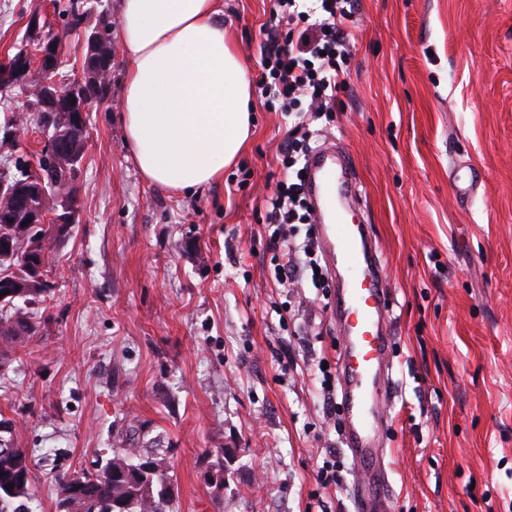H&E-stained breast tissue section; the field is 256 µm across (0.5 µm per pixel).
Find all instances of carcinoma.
I'll use <instances>...</instances> for the list:
<instances>
[{
  "label": "carcinoma",
  "instance_id": "1",
  "mask_svg": "<svg viewBox=\"0 0 512 512\" xmlns=\"http://www.w3.org/2000/svg\"><path fill=\"white\" fill-rule=\"evenodd\" d=\"M92 34L96 36L102 52L91 67L89 77L103 99L110 88V80L103 79V74L112 71L110 18L100 16ZM29 101V122L43 130L58 132L71 142L82 138L81 129L50 122L49 109L43 107L41 97L32 96ZM42 262L39 252L24 262L0 261V284L30 279L31 269ZM35 333V325L28 313L0 308V343L10 346ZM12 428L10 421L0 420V512H31L28 507L32 496L30 459L26 450L16 446L8 437ZM134 452V448L120 447L112 451V457L100 468L58 479V512H166L171 489L166 482L165 459L153 457L154 469L137 476L130 475L123 470L122 462ZM8 484L13 485V489H7Z\"/></svg>",
  "mask_w": 512,
  "mask_h": 512
}]
</instances>
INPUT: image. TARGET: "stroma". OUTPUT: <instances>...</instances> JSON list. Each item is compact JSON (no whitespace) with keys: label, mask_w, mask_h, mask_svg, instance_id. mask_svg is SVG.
Returning a JSON list of instances; mask_svg holds the SVG:
<instances>
[{"label":"stroma","mask_w":512,"mask_h":512,"mask_svg":"<svg viewBox=\"0 0 512 512\" xmlns=\"http://www.w3.org/2000/svg\"><path fill=\"white\" fill-rule=\"evenodd\" d=\"M0 0V56L31 49L38 13L62 42L61 76L120 0ZM251 78L270 0H222ZM349 85L315 146L356 170L391 323L392 397L380 438L393 512H512V0H357ZM123 56L88 114L77 215L27 304L38 333L0 366V418L31 459L32 512L57 479L94 470L135 423L167 461L169 512H356L359 479L328 413L321 362L339 339L325 281L278 283L267 248L276 148L294 116L253 93V135L220 183L175 195L140 175L125 141ZM481 183L461 200L454 179ZM230 453L224 485L206 473ZM335 461L343 484L316 475Z\"/></svg>","instance_id":"obj_1"}]
</instances>
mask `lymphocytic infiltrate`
I'll return each mask as SVG.
<instances>
[{
    "label": "lymphocytic infiltrate",
    "mask_w": 512,
    "mask_h": 512,
    "mask_svg": "<svg viewBox=\"0 0 512 512\" xmlns=\"http://www.w3.org/2000/svg\"><path fill=\"white\" fill-rule=\"evenodd\" d=\"M352 7V0H311L307 5L300 0H274V14L285 28L281 43L263 53L257 87L260 94L277 99L283 111L298 115L278 149L289 176L278 181L268 212L273 226L269 248L282 282L314 277L320 265L315 235L298 244L284 243L283 238L289 227L312 221L302 179L311 151L310 126L328 116L337 93L347 85L341 62L350 54L351 41L342 23Z\"/></svg>",
    "instance_id": "obj_1"
}]
</instances>
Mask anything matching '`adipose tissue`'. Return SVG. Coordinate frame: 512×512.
Here are the masks:
<instances>
[{"label":"adipose tissue","mask_w":512,"mask_h":512,"mask_svg":"<svg viewBox=\"0 0 512 512\" xmlns=\"http://www.w3.org/2000/svg\"><path fill=\"white\" fill-rule=\"evenodd\" d=\"M219 0H122L125 131L150 184L173 194L220 181L253 133L246 64Z\"/></svg>","instance_id":"ef3b65f1"}]
</instances>
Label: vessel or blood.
<instances>
[{
	"label": "vessel or blood",
	"instance_id": "1",
	"mask_svg": "<svg viewBox=\"0 0 512 512\" xmlns=\"http://www.w3.org/2000/svg\"><path fill=\"white\" fill-rule=\"evenodd\" d=\"M356 172L335 146H323L308 160L305 189L319 223L323 245L346 271L338 284L333 318L340 338V387L347 415L343 435L360 478L357 512H390L388 472L378 448L383 397L389 386L391 338L384 312L386 289L378 247L365 224L344 223L338 203L357 191Z\"/></svg>",
	"mask_w": 512,
	"mask_h": 512
}]
</instances>
